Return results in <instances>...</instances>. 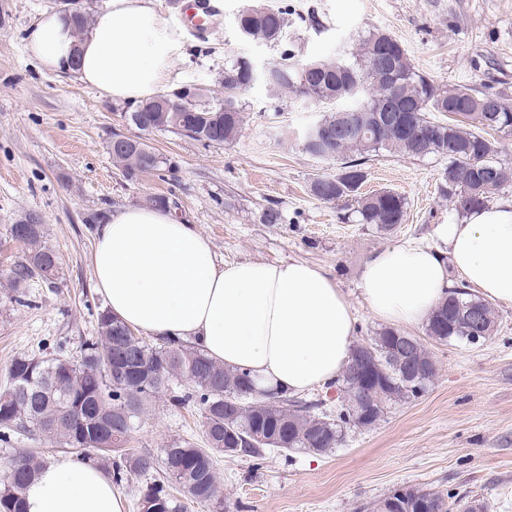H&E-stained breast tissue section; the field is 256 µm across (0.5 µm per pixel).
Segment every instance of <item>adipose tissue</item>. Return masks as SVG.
<instances>
[{"instance_id": "1", "label": "adipose tissue", "mask_w": 512, "mask_h": 512, "mask_svg": "<svg viewBox=\"0 0 512 512\" xmlns=\"http://www.w3.org/2000/svg\"><path fill=\"white\" fill-rule=\"evenodd\" d=\"M26 49L42 68L67 70L114 103L156 95L170 78L183 36L161 20L153 0H107L88 37L76 41L67 14L47 11ZM447 254L397 244L367 261L360 294L373 315L403 327L423 322L456 268L483 297L512 304V201L487 205L440 225ZM98 292L112 316L162 340L189 341L211 360L250 372L265 386L295 394L325 386L345 369L356 318L322 268L218 261L193 225L152 207L131 206L100 224L91 256ZM26 512H126L125 499L98 466L60 456L24 489Z\"/></svg>"}]
</instances>
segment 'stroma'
<instances>
[{
  "label": "stroma",
  "mask_w": 512,
  "mask_h": 512,
  "mask_svg": "<svg viewBox=\"0 0 512 512\" xmlns=\"http://www.w3.org/2000/svg\"><path fill=\"white\" fill-rule=\"evenodd\" d=\"M163 21L182 28L187 52L171 65L169 89L217 91L237 56L264 69L279 50L241 38L237 17L246 0H211L205 33L187 27L186 0H154ZM290 10L288 37L304 57H346L358 39L384 30L414 65L440 83L500 93L512 100V0H266ZM63 0H0V270L21 261L9 227L29 209L41 212L47 243L60 257L53 283L35 280L26 304L0 279V387L19 355L64 354L80 360L105 307L91 266L96 227L91 212L141 205L148 194H174L184 223L206 236L219 260H303L321 266L353 303L357 335L382 329L357 291L377 250L404 242L439 246V225L453 215L438 190L441 159L379 157L365 166L364 190L388 189L408 202L407 220L388 234L359 223L350 202L325 203L310 193L333 164L305 153L298 135L320 117L297 99L270 97L255 83L239 97L240 137L204 146L169 132L150 144L177 163L174 174L126 178L108 152L124 119L119 104L72 74L43 69L24 36L40 13ZM276 205L280 224L261 211ZM486 342L430 343L439 375L414 402L393 405L367 430L349 431L329 455L270 453L259 464L218 456L228 512H367L394 488L426 487L451 501L480 500L488 512H512V305L495 303ZM203 445L199 407H172L159 396L139 421L132 447L159 456L174 441Z\"/></svg>",
  "instance_id": "35a3bbf8"
}]
</instances>
